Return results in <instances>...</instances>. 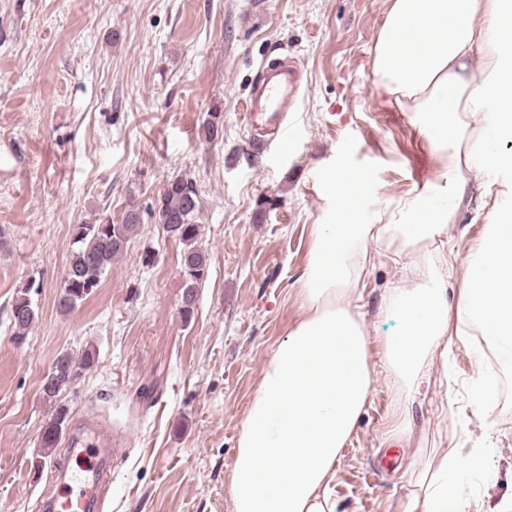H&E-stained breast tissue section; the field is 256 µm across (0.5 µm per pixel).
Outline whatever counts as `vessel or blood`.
Segmentation results:
<instances>
[{
  "instance_id": "1",
  "label": "vessel or blood",
  "mask_w": 512,
  "mask_h": 512,
  "mask_svg": "<svg viewBox=\"0 0 512 512\" xmlns=\"http://www.w3.org/2000/svg\"><path fill=\"white\" fill-rule=\"evenodd\" d=\"M299 80L295 70H280L264 77L246 105V125L257 121L279 129L277 145L289 151L295 144V132L284 124V114L295 105ZM118 451L110 436L91 431L72 440L66 456L55 461L62 481L43 505L45 512H99L103 487L107 482Z\"/></svg>"
}]
</instances>
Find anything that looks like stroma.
I'll return each instance as SVG.
<instances>
[{
    "label": "stroma",
    "instance_id": "stroma-1",
    "mask_svg": "<svg viewBox=\"0 0 512 512\" xmlns=\"http://www.w3.org/2000/svg\"><path fill=\"white\" fill-rule=\"evenodd\" d=\"M387 0H0V512H41L42 456L54 411L40 395L59 354L94 353L62 396L70 423L94 419L122 442L102 512H232L227 493L242 422L264 368L302 315L297 293L331 221L326 170L364 175L363 219L430 185L439 156L417 117L384 103L372 49ZM301 69L296 145H250L243 120L261 62ZM223 133L207 138L209 113ZM195 185L209 270L182 316L183 245L158 222L172 178ZM468 175L455 224L429 253H468L485 233L482 185ZM139 232L99 288L68 313L57 303L75 225ZM358 304L371 343L393 325L384 299L403 271L394 245L370 243ZM152 261H145V254ZM37 317L17 336L11 306ZM477 337L448 346L428 374L410 435L389 433L396 390L381 379L337 466L336 512H400L410 466L431 452L491 449L490 471L454 473L478 512L512 501V413L474 402L492 353ZM12 308L18 309L23 313V317L21 319H13V324L17 330V335H24V332L30 327L36 317V311L31 300L27 297V293L23 292L18 295L12 305Z\"/></svg>",
    "mask_w": 512,
    "mask_h": 512
}]
</instances>
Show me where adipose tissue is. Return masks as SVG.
Returning <instances> with one entry per match:
<instances>
[{
	"instance_id": "1",
	"label": "adipose tissue",
	"mask_w": 512,
	"mask_h": 512,
	"mask_svg": "<svg viewBox=\"0 0 512 512\" xmlns=\"http://www.w3.org/2000/svg\"><path fill=\"white\" fill-rule=\"evenodd\" d=\"M372 50V76L388 105L414 113L445 163L444 188L415 195L381 224L362 223L369 191L360 173L327 170L332 219L316 243L298 294L303 315L277 347L245 414L229 494L233 512H336V466L380 377L396 390L394 435L408 433L424 373L448 342L475 327L497 363L512 368V203L497 185L512 177V0H388ZM486 174L487 232L462 265L456 304L448 280L415 262L385 304L399 326L372 358L365 322L347 299L358 290L370 242L400 252L441 239L455 223L466 174ZM487 454L430 456L414 473L401 512H473L448 481L456 468L490 469Z\"/></svg>"
}]
</instances>
